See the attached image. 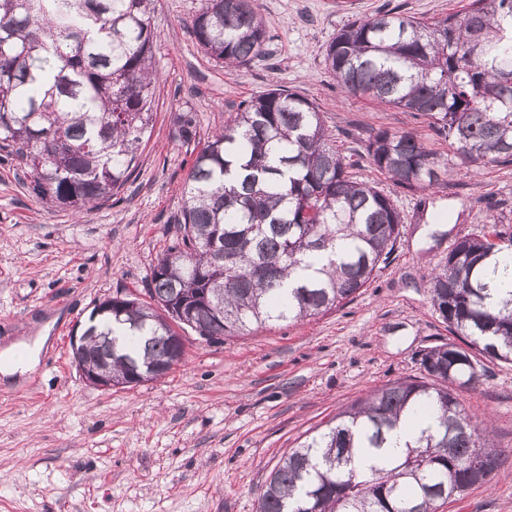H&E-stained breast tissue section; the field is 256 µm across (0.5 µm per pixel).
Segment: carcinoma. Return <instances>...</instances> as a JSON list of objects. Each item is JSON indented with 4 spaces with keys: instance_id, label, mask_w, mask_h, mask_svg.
<instances>
[{
    "instance_id": "cac0c4a2",
    "label": "carcinoma",
    "mask_w": 512,
    "mask_h": 512,
    "mask_svg": "<svg viewBox=\"0 0 512 512\" xmlns=\"http://www.w3.org/2000/svg\"><path fill=\"white\" fill-rule=\"evenodd\" d=\"M155 0H0V149H11L47 206L75 215L124 189L153 128L159 72ZM199 48L226 67L268 54L257 0H200ZM326 70L342 92L422 118L456 161L512 164V0H469L432 24L390 10L358 18L332 39ZM196 139L198 115L176 117ZM370 162L397 187L425 191L451 164L412 131L378 129ZM178 236L151 274L155 306L112 297L90 316L112 339V379L136 385L180 362L172 324L235 336L325 314L371 281L394 252L400 211L358 181L319 107L283 88L242 102L197 151L183 187ZM431 300L463 344L422 354L424 377L375 390L294 448L270 474L258 512H430L487 483L471 469L504 451L454 395L481 360L512 363V232L459 239L432 273ZM198 297L194 313L172 308ZM398 457L384 448L428 408Z\"/></svg>"
}]
</instances>
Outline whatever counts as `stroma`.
Here are the masks:
<instances>
[{"mask_svg":"<svg viewBox=\"0 0 512 512\" xmlns=\"http://www.w3.org/2000/svg\"><path fill=\"white\" fill-rule=\"evenodd\" d=\"M258 3L272 56L228 68L189 28L200 0H157L154 126L119 202L79 218L47 209L24 168L0 160V351L48 333L35 368L0 387V512H257L292 448L374 390L422 377L423 350L453 341L430 296L431 273L452 245L486 226L512 228V165L457 166L424 192L394 186L364 153L371 130L416 132L444 158L453 155L447 140L412 113L343 93L324 64L329 42L354 18L396 7L431 23L468 0ZM272 88L318 105L353 176L393 197L402 224L390 264L327 314L215 343L187 329L183 360L161 378L109 390L89 384L70 336L116 293L149 302L200 141ZM186 109L199 118L190 144L175 125ZM456 395L512 452V364L485 363ZM437 512H512V464Z\"/></svg>","mask_w":512,"mask_h":512,"instance_id":"obj_1","label":"stroma"}]
</instances>
